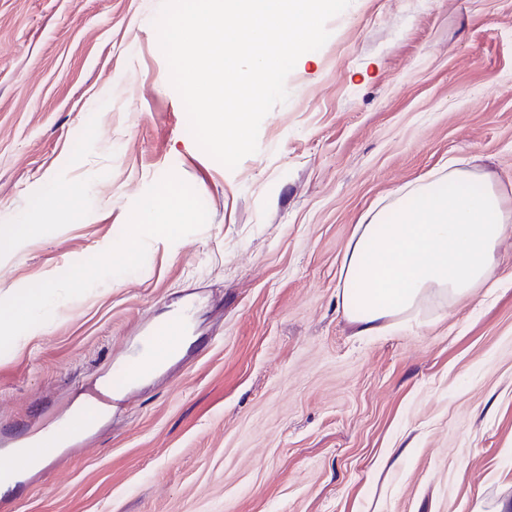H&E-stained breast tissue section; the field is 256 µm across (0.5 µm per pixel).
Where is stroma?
I'll list each match as a JSON object with an SVG mask.
<instances>
[{"instance_id": "stroma-1", "label": "stroma", "mask_w": 512, "mask_h": 512, "mask_svg": "<svg viewBox=\"0 0 512 512\" xmlns=\"http://www.w3.org/2000/svg\"><path fill=\"white\" fill-rule=\"evenodd\" d=\"M162 0H0V436L47 429L185 302L180 358L0 512H494L512 496V222L496 283L357 335L355 227L463 161L512 210V0H351L286 80L257 152L196 143ZM173 183L186 213L138 223ZM35 220L16 246L10 225ZM121 255L123 269L112 258ZM45 288L26 290L18 295L8 315V322L14 329L27 328L34 317L49 307V296Z\"/></svg>"}]
</instances>
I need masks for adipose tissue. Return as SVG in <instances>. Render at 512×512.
I'll use <instances>...</instances> for the list:
<instances>
[{
    "instance_id": "adipose-tissue-1",
    "label": "adipose tissue",
    "mask_w": 512,
    "mask_h": 512,
    "mask_svg": "<svg viewBox=\"0 0 512 512\" xmlns=\"http://www.w3.org/2000/svg\"><path fill=\"white\" fill-rule=\"evenodd\" d=\"M511 219L487 175L454 167L417 184L358 225L346 245L341 301L349 321L372 336L430 297L452 303L485 286Z\"/></svg>"
}]
</instances>
